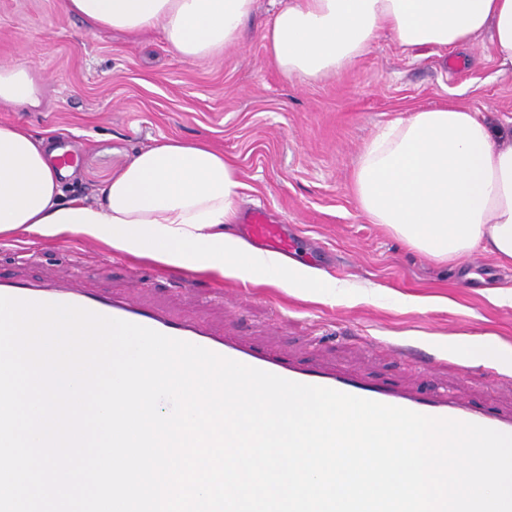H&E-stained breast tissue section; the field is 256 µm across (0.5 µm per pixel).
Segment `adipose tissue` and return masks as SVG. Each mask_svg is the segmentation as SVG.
<instances>
[{
	"instance_id": "ef3b65f1",
	"label": "adipose tissue",
	"mask_w": 512,
	"mask_h": 512,
	"mask_svg": "<svg viewBox=\"0 0 512 512\" xmlns=\"http://www.w3.org/2000/svg\"><path fill=\"white\" fill-rule=\"evenodd\" d=\"M256 0H64L90 25L129 35L161 27L171 51L203 60L236 46ZM404 47H459L488 34L512 64V0H288L263 30L285 77L316 80L367 52L382 33ZM0 103L42 106L22 63L0 65ZM50 142L0 123V235L76 234L167 268L269 283L307 299L336 300L321 271L255 249L226 232L244 185L232 161L204 142L168 139L131 155L92 199H65ZM361 212L441 262L482 251L512 265V143L455 103L414 111L365 144L352 176Z\"/></svg>"
}]
</instances>
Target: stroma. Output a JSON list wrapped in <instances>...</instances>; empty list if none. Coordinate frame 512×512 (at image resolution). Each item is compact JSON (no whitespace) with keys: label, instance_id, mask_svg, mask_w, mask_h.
I'll return each mask as SVG.
<instances>
[{"label":"stroma","instance_id":"obj_1","mask_svg":"<svg viewBox=\"0 0 512 512\" xmlns=\"http://www.w3.org/2000/svg\"><path fill=\"white\" fill-rule=\"evenodd\" d=\"M276 0H256L241 43L202 61L182 59L161 28L136 36L100 29L66 12L63 0H0V64L28 65L43 106L19 112L0 104V122L62 138L76 159L66 198L89 197L136 151L164 139L204 140L239 169L242 210L268 208L286 224L298 262L349 285L334 304L271 285L175 274L147 259L72 235L0 237V273L17 251L33 254L31 279L48 271L100 290L130 294L181 312H202L214 328L309 363L431 391L465 379L469 396L492 405L498 367L463 362L457 336L495 334L512 346V271L477 252L440 263L409 248L361 213L351 175L364 145L385 124L452 101L497 126L512 125V66L488 36L464 47L406 49L381 35L340 73L317 81L283 77L268 62L261 31ZM428 299L407 307V297ZM436 353L409 366L388 343Z\"/></svg>","mask_w":512,"mask_h":512}]
</instances>
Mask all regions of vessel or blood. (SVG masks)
I'll use <instances>...</instances> for the list:
<instances>
[{
    "instance_id": "vessel-or-blood-1",
    "label": "vessel or blood",
    "mask_w": 512,
    "mask_h": 512,
    "mask_svg": "<svg viewBox=\"0 0 512 512\" xmlns=\"http://www.w3.org/2000/svg\"><path fill=\"white\" fill-rule=\"evenodd\" d=\"M240 229L244 237L267 250L282 255L291 254L294 250V243L284 224L266 209L247 211ZM0 296L74 305L105 317L150 328L294 382L327 387L427 416L475 423L512 434V406L479 407L456 390L438 389L423 393L409 385L380 383L337 367H309L226 337L214 331L203 316L176 317L161 309L145 307L130 296L102 295L54 278L30 282L1 275Z\"/></svg>"
}]
</instances>
